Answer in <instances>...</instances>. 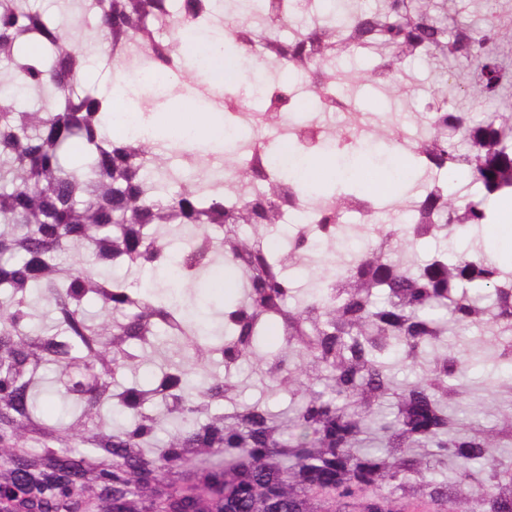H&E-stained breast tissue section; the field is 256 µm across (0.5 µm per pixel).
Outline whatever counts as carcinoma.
Returning <instances> with one entry per match:
<instances>
[{"mask_svg":"<svg viewBox=\"0 0 512 512\" xmlns=\"http://www.w3.org/2000/svg\"><path fill=\"white\" fill-rule=\"evenodd\" d=\"M216 0H65L91 16L105 55L131 39L147 50L125 68L177 72L162 98L177 100L190 76L200 99L214 100L203 73L189 65L178 33L217 29ZM286 39L282 24L296 0H224V14L246 25L224 51L249 43L265 62L264 79L283 95L307 77L309 89L336 94V57L377 58L364 80L383 82L407 60L437 59L464 97L503 112L475 117L454 98L434 96L410 140L391 126L375 139L401 145L423 185L408 223L372 241L346 268L321 269L299 285L290 276L335 243L347 215L377 200L357 190L310 193L271 167L248 142L228 185L201 149L180 152L183 178L151 138H113L112 100L81 83L87 60L59 19L31 0H0V495L20 491L32 512H72L74 485L95 512H148L161 498L169 512H356L362 490L384 512L429 498L445 512H512V377L491 391L493 412L465 403L469 384L447 336L492 324L512 333V271L479 255L443 254L415 263L412 247L439 235L491 224L488 201L512 195V85L504 83L509 27L448 21L431 0H359ZM54 95V107L30 97ZM455 130L457 135L448 136ZM464 170L478 195L448 188L441 174ZM315 227L299 226L277 252L268 237L302 198ZM182 242L176 287L198 288L224 263L237 275L220 323L209 327L188 304L166 301L164 284L146 290L108 271H160ZM83 256L66 266L62 256ZM45 303L51 326L34 331ZM280 345L264 350L269 327ZM187 348L203 372L197 386L181 364L164 360L150 385L115 384L143 355ZM424 368L407 384L390 360ZM218 362L224 373L207 365ZM256 363L267 384L285 388L288 409L255 402L232 412L211 406L236 391L234 374ZM53 369L56 379L46 376ZM57 394L68 418L47 419L40 400ZM448 465V475L434 477ZM330 471L332 491L313 492Z\"/></svg>","mask_w":512,"mask_h":512,"instance_id":"1","label":"carcinoma"}]
</instances>
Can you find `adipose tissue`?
I'll return each instance as SVG.
<instances>
[{"label": "adipose tissue", "instance_id": "1", "mask_svg": "<svg viewBox=\"0 0 512 512\" xmlns=\"http://www.w3.org/2000/svg\"><path fill=\"white\" fill-rule=\"evenodd\" d=\"M221 35L195 34L187 36L189 54L200 50L209 52V82L227 90L247 88L239 56H227L222 51ZM112 98V110L119 119L112 125V133L121 136L137 132L141 126L136 119L139 110L136 93L123 79H115L107 87ZM148 133L155 140L166 142L184 140L220 152L224 149V121L218 111L201 104L194 94H187L184 101L168 108L158 121L149 123ZM385 163L372 161L369 154H361L340 171L333 152L297 156L288 144H281L277 158L282 167L300 183L319 188L332 184L338 174H346L363 192L386 197L397 193L413 176V166L407 155L391 150L385 154ZM498 220L485 225L484 244L489 258L502 263L512 262V198L498 200L495 204Z\"/></svg>", "mask_w": 512, "mask_h": 512}]
</instances>
